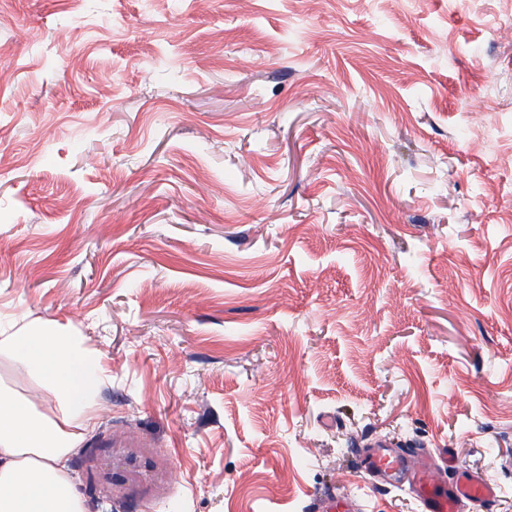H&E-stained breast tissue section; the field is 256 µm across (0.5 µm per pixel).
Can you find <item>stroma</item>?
Wrapping results in <instances>:
<instances>
[{"label":"stroma","instance_id":"35a3bbf8","mask_svg":"<svg viewBox=\"0 0 512 512\" xmlns=\"http://www.w3.org/2000/svg\"><path fill=\"white\" fill-rule=\"evenodd\" d=\"M0 13V321L104 370L86 512H419L384 442L512 512V0ZM0 381L57 412L7 352ZM124 455L125 467L120 469L118 466L114 469V464L112 460V472L111 469H106V472H103L105 480L109 481L112 484V492L116 490L122 489L129 480L139 476V466L137 464V454L133 448H122ZM405 467V460L401 456L393 455L384 448H378L367 459V469L371 473H388L403 470Z\"/></svg>","mask_w":512,"mask_h":512}]
</instances>
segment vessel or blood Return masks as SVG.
Instances as JSON below:
<instances>
[{"mask_svg":"<svg viewBox=\"0 0 512 512\" xmlns=\"http://www.w3.org/2000/svg\"><path fill=\"white\" fill-rule=\"evenodd\" d=\"M367 468L373 473H388L409 469L411 481L417 497L420 512H460L459 504L468 500L474 503H488L495 499V489L483 481L467 479L441 492L436 488L437 481L432 471L419 467H407L401 456L385 449H377L367 459Z\"/></svg>","mask_w":512,"mask_h":512,"instance_id":"obj_1","label":"vessel or blood"}]
</instances>
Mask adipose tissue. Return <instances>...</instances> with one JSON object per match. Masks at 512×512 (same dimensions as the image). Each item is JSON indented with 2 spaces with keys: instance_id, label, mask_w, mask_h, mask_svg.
I'll list each match as a JSON object with an SVG mask.
<instances>
[{
  "instance_id": "1",
  "label": "adipose tissue",
  "mask_w": 512,
  "mask_h": 512,
  "mask_svg": "<svg viewBox=\"0 0 512 512\" xmlns=\"http://www.w3.org/2000/svg\"><path fill=\"white\" fill-rule=\"evenodd\" d=\"M2 350L13 353L17 369L43 378L60 412L42 413L0 386V512H84L64 461L79 441L77 427L93 418L102 367L80 354L73 337L36 322L0 336Z\"/></svg>"
}]
</instances>
